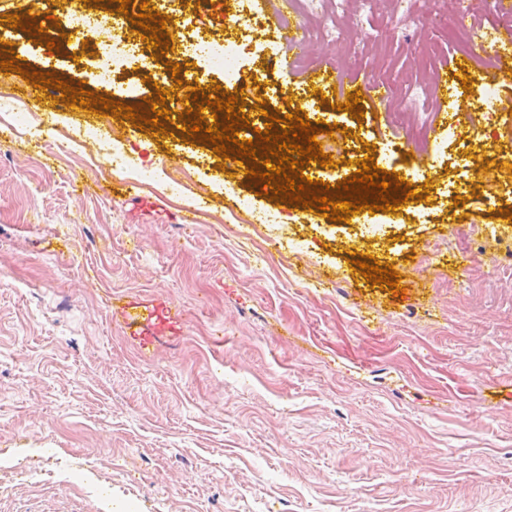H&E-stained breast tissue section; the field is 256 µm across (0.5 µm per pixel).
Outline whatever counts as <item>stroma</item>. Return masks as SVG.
Returning <instances> with one entry per match:
<instances>
[{
  "instance_id": "stroma-1",
  "label": "stroma",
  "mask_w": 512,
  "mask_h": 512,
  "mask_svg": "<svg viewBox=\"0 0 512 512\" xmlns=\"http://www.w3.org/2000/svg\"><path fill=\"white\" fill-rule=\"evenodd\" d=\"M240 8L200 0L183 38L224 37ZM410 8L421 23L399 28L392 5L351 6L341 56L321 35L329 0L302 17L300 63L279 37L282 0H267L241 61L251 127L294 108L338 124L322 140L332 186L354 142L404 143L384 106L363 103L359 121L336 110L339 89L319 99L300 81L321 67L429 93L462 55L457 0ZM1 32L17 69H0V91L49 67L130 106L174 77L130 70L105 87L102 34L60 54ZM28 111L16 130L0 111V512H512V254L492 236L498 207L467 189L468 151L512 157V141L462 111L436 126L406 163L428 186L425 216L375 212L392 239L353 243L345 223L222 171L179 123L132 136L110 111ZM254 210L287 229L252 223ZM357 253L393 265L405 297L352 270ZM154 299L187 322L146 357L115 313Z\"/></svg>"
}]
</instances>
